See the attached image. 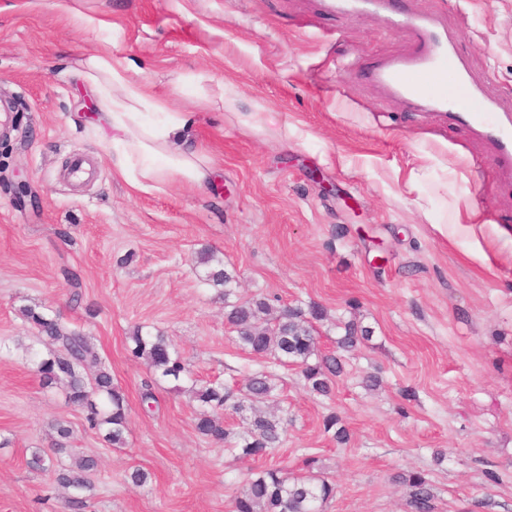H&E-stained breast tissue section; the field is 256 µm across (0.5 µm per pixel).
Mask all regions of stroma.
Returning a JSON list of instances; mask_svg holds the SVG:
<instances>
[{
    "label": "stroma",
    "mask_w": 512,
    "mask_h": 512,
    "mask_svg": "<svg viewBox=\"0 0 512 512\" xmlns=\"http://www.w3.org/2000/svg\"><path fill=\"white\" fill-rule=\"evenodd\" d=\"M447 18L486 95L512 107V0H399ZM411 37L322 0H0V512H71L70 490L30 467L53 426L97 458L84 512H231L252 472L321 458L325 512H407L399 475L425 474L433 512H512V186L468 130L369 83ZM170 111L189 112L214 181L138 195L113 172L110 129L83 64L102 48ZM234 101L218 108L224 89ZM287 122L267 138L240 115ZM87 154L93 180H73ZM475 203L483 224L468 225ZM448 227L440 236L436 224ZM213 250L233 299L321 305L319 352L347 323L372 336L347 353L330 395L300 368L243 350L224 291L197 262ZM31 306L83 329L129 408L124 447L33 368L50 345ZM168 336L193 376L174 382L132 358L135 328ZM276 374L288 435L274 456L235 459L196 433L192 380L238 388ZM376 376L375 388L365 385ZM154 398L142 403L145 390ZM350 434L340 445L323 420ZM150 472L144 485L128 479Z\"/></svg>",
    "instance_id": "1"
}]
</instances>
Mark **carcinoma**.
<instances>
[{"label": "carcinoma", "instance_id": "obj_1", "mask_svg": "<svg viewBox=\"0 0 512 512\" xmlns=\"http://www.w3.org/2000/svg\"><path fill=\"white\" fill-rule=\"evenodd\" d=\"M199 263L207 267L206 281L224 288V299L232 291L229 285L234 276L224 270V261L211 250L200 254ZM227 321L237 332L236 342L251 354L270 357L286 365H299L311 391L328 395L333 379L344 374L345 354L358 342L369 339L371 330L353 324L345 326V333L336 340V350L317 353V342L312 321L325 317L318 305L304 311L300 308L275 310L267 299L227 304ZM23 317L58 349L34 361L35 371L45 385L60 383L66 391L68 403L87 409L91 428L106 430L112 447L125 445L128 427L124 395L112 384V371L102 361L91 338L83 331L66 327L58 318L25 306ZM130 353L144 360L164 377L178 381L190 370L183 362L168 337L133 330L129 336ZM316 358L310 362V358ZM278 385L269 372H257L248 377L237 391L224 388L217 382L197 384L192 381L190 394L198 405L194 418L198 434L224 442V451L235 457L264 459L280 447L288 433V419L274 411L253 409L246 436L242 444H232L231 432L224 425L227 403L239 398L236 408L260 402L277 401ZM57 434L55 454L67 451L66 443L72 430L63 422L55 424ZM31 465L54 473L56 482L77 493L92 489L91 474L97 462L91 456L73 454L69 464L54 463V457L42 450L32 454ZM407 485V506L413 512H432L434 495L428 480L419 472L402 477ZM336 494V488L324 476L320 458L310 456L304 460V473L293 475L284 468H268L249 477L232 502L233 512H323V508Z\"/></svg>", "mask_w": 512, "mask_h": 512}]
</instances>
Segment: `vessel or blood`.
I'll return each mask as SVG.
<instances>
[{
    "mask_svg": "<svg viewBox=\"0 0 512 512\" xmlns=\"http://www.w3.org/2000/svg\"><path fill=\"white\" fill-rule=\"evenodd\" d=\"M344 14H352L359 4L377 11L393 30L411 32L414 51L404 57L385 60L371 67L369 79L388 94L424 112H433L449 124L469 127L493 150L497 174L512 185V111L496 100L485 99V109L475 112L464 107L460 95L484 97L483 88L469 70L455 37L439 18L407 14L393 0H326Z\"/></svg>",
    "mask_w": 512,
    "mask_h": 512,
    "instance_id": "obj_1",
    "label": "vessel or blood"
}]
</instances>
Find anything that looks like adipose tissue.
<instances>
[{
  "instance_id": "adipose-tissue-1",
  "label": "adipose tissue",
  "mask_w": 512,
  "mask_h": 512,
  "mask_svg": "<svg viewBox=\"0 0 512 512\" xmlns=\"http://www.w3.org/2000/svg\"><path fill=\"white\" fill-rule=\"evenodd\" d=\"M85 67L101 118L112 130L114 172L132 191L160 193L174 179L199 188L212 181L214 164L194 142L186 114L168 111L146 85L131 81L125 61L110 49L91 56Z\"/></svg>"
}]
</instances>
